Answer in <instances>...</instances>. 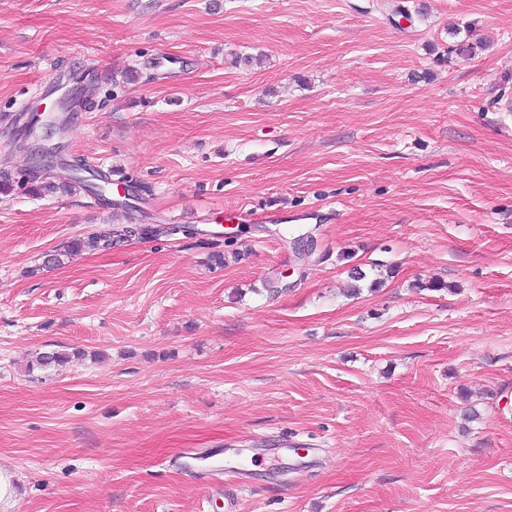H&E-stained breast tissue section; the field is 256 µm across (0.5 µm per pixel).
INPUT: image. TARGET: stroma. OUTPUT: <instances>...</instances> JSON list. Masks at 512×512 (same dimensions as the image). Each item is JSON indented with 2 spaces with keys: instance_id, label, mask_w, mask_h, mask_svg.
Instances as JSON below:
<instances>
[{
  "instance_id": "35a3bbf8",
  "label": "stroma",
  "mask_w": 512,
  "mask_h": 512,
  "mask_svg": "<svg viewBox=\"0 0 512 512\" xmlns=\"http://www.w3.org/2000/svg\"><path fill=\"white\" fill-rule=\"evenodd\" d=\"M1 169L6 512H512V0H0ZM58 102L49 107L42 103L29 121L30 125L35 124L29 148L31 149L30 157L37 166L47 162V157L51 155L58 157L64 148V135L55 125H48L44 118L49 114L58 112ZM75 170L84 173H88L89 177L86 178L78 173H74V169L69 173L67 181H56L54 179L53 174H44V171H38L43 173V176H38V179L41 180L40 183L36 185H32L31 191L41 195L42 192H57V190L68 192L71 191L73 187L76 185L84 186L89 188V191L97 196L99 199H106V195L109 193V186L112 184L110 176L102 171L101 169L95 167L90 164L88 160L84 157H75ZM156 232L157 229L149 224H127V226L118 231H115L112 229V227H109L107 229H101L93 232L87 237V241L97 249H111L112 236L119 238H143L154 235ZM84 355V351L78 348H72L70 352L68 350L63 349H52L48 351L39 352L35 355L31 363L27 366V371H46L51 368L62 366L63 364L68 363L72 358H78Z\"/></svg>"
}]
</instances>
